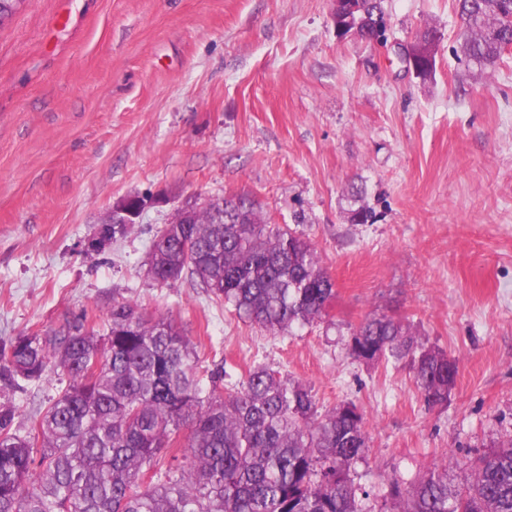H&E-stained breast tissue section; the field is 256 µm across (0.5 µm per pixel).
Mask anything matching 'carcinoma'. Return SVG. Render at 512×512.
Masks as SVG:
<instances>
[{
	"label": "carcinoma",
	"instance_id": "cac0c4a2",
	"mask_svg": "<svg viewBox=\"0 0 512 512\" xmlns=\"http://www.w3.org/2000/svg\"><path fill=\"white\" fill-rule=\"evenodd\" d=\"M332 23L385 39L384 0H356ZM461 50L481 70L512 47V0H458ZM132 224H100L108 242ZM146 274L188 277L242 319L276 335L328 316L334 283L301 235L264 222L241 193L198 204L191 223L152 241ZM87 316L0 350V380L68 386L22 434L0 405V512H369L354 481L369 452L363 412L323 413L312 387L257 363L229 388L203 366L169 314L115 301L102 329ZM348 354L366 364L407 361L425 406L448 402L458 366L400 320L371 312L352 328ZM391 512H512V438L462 464L446 458L405 487L387 480Z\"/></svg>",
	"mask_w": 512,
	"mask_h": 512
}]
</instances>
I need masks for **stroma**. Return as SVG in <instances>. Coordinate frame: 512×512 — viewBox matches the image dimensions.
I'll list each match as a JSON object with an SVG mask.
<instances>
[{
	"mask_svg": "<svg viewBox=\"0 0 512 512\" xmlns=\"http://www.w3.org/2000/svg\"><path fill=\"white\" fill-rule=\"evenodd\" d=\"M334 0H25L0 25V347L65 317L104 323L125 298L172 312L205 366L267 364L321 410L354 402L370 436L361 483H414L447 456L512 435V50L460 61L456 0H385L386 44L337 37ZM435 29V70L392 42ZM373 211L352 221L350 185ZM245 191L266 223L310 242L335 282L325 320L278 335L186 280L146 275L149 244L185 199ZM163 197L99 253L85 242L121 199ZM384 313L458 365L427 408L408 366L347 354ZM62 373L0 387L29 429Z\"/></svg>",
	"mask_w": 512,
	"mask_h": 512,
	"instance_id": "35a3bbf8",
	"label": "stroma"
}]
</instances>
